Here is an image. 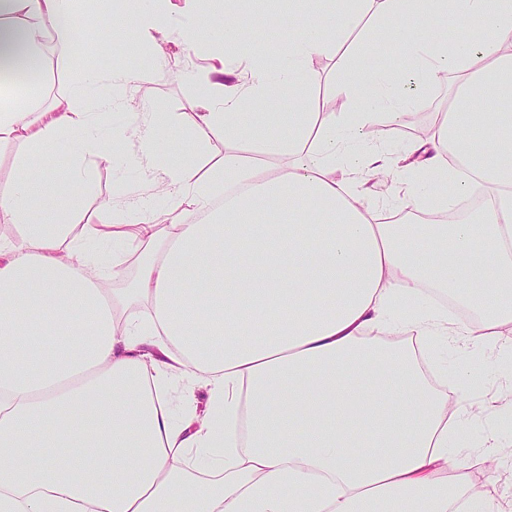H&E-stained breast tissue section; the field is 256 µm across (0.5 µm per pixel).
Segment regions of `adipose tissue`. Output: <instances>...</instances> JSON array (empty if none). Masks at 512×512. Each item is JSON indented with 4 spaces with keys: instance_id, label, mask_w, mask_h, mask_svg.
Returning <instances> with one entry per match:
<instances>
[{
    "instance_id": "obj_1",
    "label": "adipose tissue",
    "mask_w": 512,
    "mask_h": 512,
    "mask_svg": "<svg viewBox=\"0 0 512 512\" xmlns=\"http://www.w3.org/2000/svg\"><path fill=\"white\" fill-rule=\"evenodd\" d=\"M81 8L133 20L146 45L206 30L208 64L156 52L147 68L86 72L50 106L17 102L16 60L66 57ZM401 18L482 26L477 49L401 39L416 79L457 84L430 136L403 151L401 201L448 210L479 180L490 206L462 223H383L367 202L389 159L359 143L385 108L407 105L403 76L345 60L336 91L350 112L307 100L313 58L360 25L354 49L367 51ZM263 22L225 16L222 0L205 14L198 0H0V145L19 147L0 190L17 229L0 237V512H496L470 495L467 467L476 448L501 447L512 398L472 404L469 363L432 381L423 366L443 343L512 361V0H290L276 76L259 56ZM174 75L210 93L189 121L191 155L171 163L159 114L113 89ZM474 86L490 93L485 111L464 109ZM285 91L304 104L283 120ZM117 109L125 124L101 139ZM219 135L282 160L207 161ZM59 145L64 178L37 163ZM110 157L147 172L150 197L105 199L83 225L72 188ZM131 263L137 312L111 287Z\"/></svg>"
}]
</instances>
